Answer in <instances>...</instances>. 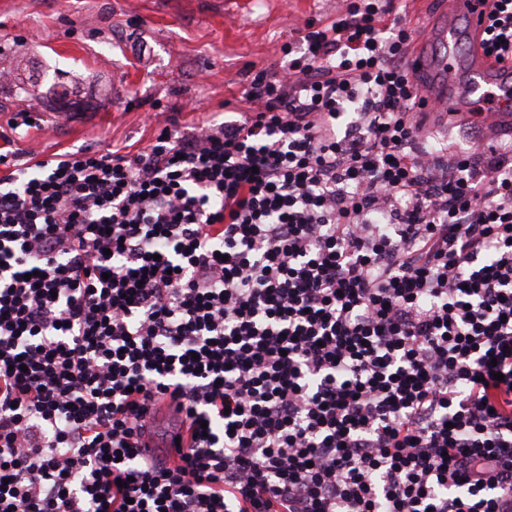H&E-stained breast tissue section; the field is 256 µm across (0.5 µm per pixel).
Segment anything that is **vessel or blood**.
<instances>
[{
  "label": "vessel or blood",
  "instance_id": "obj_1",
  "mask_svg": "<svg viewBox=\"0 0 512 512\" xmlns=\"http://www.w3.org/2000/svg\"><path fill=\"white\" fill-rule=\"evenodd\" d=\"M482 0H443V14L420 33L410 56V63L425 78L418 90L423 100L421 113L451 125L470 120L476 108L494 111L497 126L512 130V69L484 56L479 46H472L470 71L474 84L471 92L458 91L454 83L457 66L455 28L457 18H467L471 33L484 27Z\"/></svg>",
  "mask_w": 512,
  "mask_h": 512
}]
</instances>
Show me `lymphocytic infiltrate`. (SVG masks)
Segmentation results:
<instances>
[{"label":"lymphocytic infiltrate","mask_w":512,"mask_h":512,"mask_svg":"<svg viewBox=\"0 0 512 512\" xmlns=\"http://www.w3.org/2000/svg\"><path fill=\"white\" fill-rule=\"evenodd\" d=\"M413 34L341 0L239 119L0 177V512H512V139L423 132Z\"/></svg>","instance_id":"f902f5d3"}]
</instances>
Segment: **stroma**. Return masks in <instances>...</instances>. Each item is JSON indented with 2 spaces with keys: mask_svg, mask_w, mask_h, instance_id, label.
<instances>
[{
  "mask_svg": "<svg viewBox=\"0 0 512 512\" xmlns=\"http://www.w3.org/2000/svg\"><path fill=\"white\" fill-rule=\"evenodd\" d=\"M338 0H0V149L19 162L148 147L155 114L233 118L248 74L280 64ZM34 123L11 130L18 113Z\"/></svg>",
  "mask_w": 512,
  "mask_h": 512,
  "instance_id": "35a3bbf8",
  "label": "stroma"
}]
</instances>
